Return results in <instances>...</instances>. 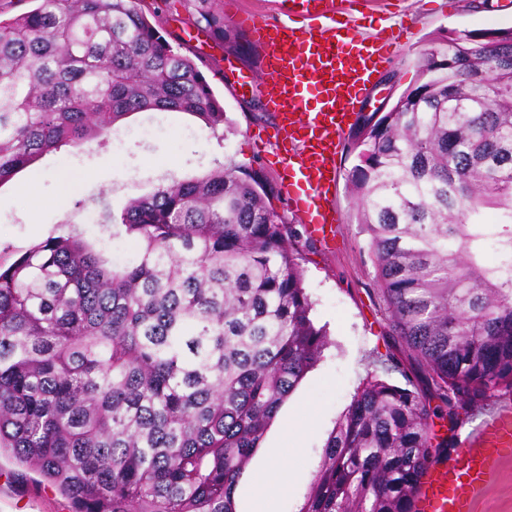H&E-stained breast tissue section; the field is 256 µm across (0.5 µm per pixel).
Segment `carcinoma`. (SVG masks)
Wrapping results in <instances>:
<instances>
[{
    "mask_svg": "<svg viewBox=\"0 0 512 512\" xmlns=\"http://www.w3.org/2000/svg\"><path fill=\"white\" fill-rule=\"evenodd\" d=\"M0 19V186L142 112L229 123L143 0H36ZM423 82L363 116L348 153L389 332L429 375H368L299 512H415L450 397L512 389V30L432 38ZM234 162L131 198L0 261V452L73 512H237L267 427L323 358L299 234ZM488 209L499 222L486 224ZM493 246L496 261L484 258Z\"/></svg>",
    "mask_w": 512,
    "mask_h": 512,
    "instance_id": "cac0c4a2",
    "label": "carcinoma"
}]
</instances>
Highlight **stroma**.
Listing matches in <instances>:
<instances>
[{
    "mask_svg": "<svg viewBox=\"0 0 512 512\" xmlns=\"http://www.w3.org/2000/svg\"><path fill=\"white\" fill-rule=\"evenodd\" d=\"M143 9L158 16L181 53L198 64L221 100L233 133H212L185 114L143 112L114 129L107 144L91 141L80 149L64 148L44 157L0 186V259L12 261L47 237L74 231L94 244L133 250L121 226L89 223L99 198H107L118 213L131 197L195 177L228 157L257 174L276 212L286 223H295L281 189L282 168L275 162L274 148L258 136L260 130L272 129L277 119L267 112L258 91L236 92L225 81L234 71L258 69L260 53L249 35L229 24L220 31L207 26L205 14L223 16L224 0H144ZM346 20L360 39L395 23L408 28L397 58L381 71L383 80L376 83L368 102L373 109L383 93L397 95L418 83L423 53L437 33L512 29V0H364ZM147 126L161 127L162 132L147 140L138 138L137 130ZM353 163L351 155L339 151L335 201L343 222L336 228L333 249H326L306 230L299 241L311 316L325 328L330 345L268 428L239 482L238 512H254L270 455L289 446L283 433L288 426L297 429L299 441L287 471L290 490L279 500L277 512H299L324 445L368 373L400 386L407 378H416L426 394L434 392L427 373L388 333L367 236L355 220L347 189L346 175ZM505 411L512 412V392L458 407L455 422L435 421L436 464L452 463L465 439L484 434ZM16 473L11 460L0 459V512H72L70 502L53 488H35ZM472 512H512V455L503 454L476 495Z\"/></svg>",
    "mask_w": 512,
    "mask_h": 512,
    "instance_id": "1",
    "label": "stroma"
}]
</instances>
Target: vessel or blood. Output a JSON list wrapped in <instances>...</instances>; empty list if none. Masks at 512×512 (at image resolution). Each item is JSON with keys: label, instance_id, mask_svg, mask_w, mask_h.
<instances>
[{"label": "vessel or blood", "instance_id": "obj_1", "mask_svg": "<svg viewBox=\"0 0 512 512\" xmlns=\"http://www.w3.org/2000/svg\"><path fill=\"white\" fill-rule=\"evenodd\" d=\"M282 19L270 23L252 11L227 10V20L248 32L261 53L260 68L239 74L255 87L279 122L282 190L298 221L325 246L341 221L333 196L336 156L352 114L365 108L374 75L400 48L395 37L345 39L334 0H279ZM307 25H296L295 16ZM497 448L479 437L461 448L455 464L429 466L421 480L419 512H470Z\"/></svg>", "mask_w": 512, "mask_h": 512}]
</instances>
